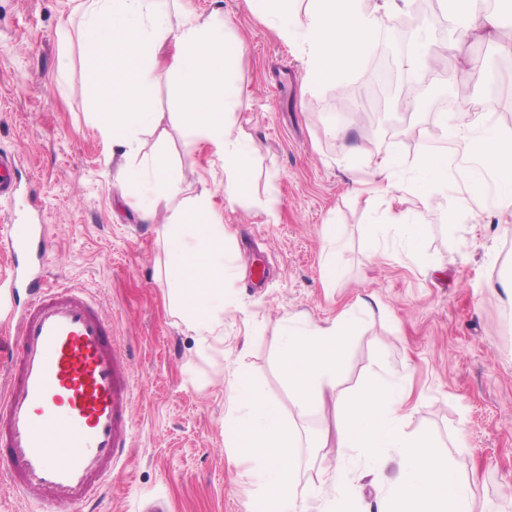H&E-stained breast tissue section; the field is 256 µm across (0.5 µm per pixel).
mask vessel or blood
<instances>
[{
    "instance_id": "obj_1",
    "label": "vessel or blood",
    "mask_w": 512,
    "mask_h": 512,
    "mask_svg": "<svg viewBox=\"0 0 512 512\" xmlns=\"http://www.w3.org/2000/svg\"><path fill=\"white\" fill-rule=\"evenodd\" d=\"M14 157L0 152V201L15 190ZM0 240L11 255L32 252V225L10 220ZM0 288H24L18 348H1L10 380L0 392V466L9 493L55 512L84 506L118 475L135 425L132 372L112 319L84 288L64 287L18 264Z\"/></svg>"
}]
</instances>
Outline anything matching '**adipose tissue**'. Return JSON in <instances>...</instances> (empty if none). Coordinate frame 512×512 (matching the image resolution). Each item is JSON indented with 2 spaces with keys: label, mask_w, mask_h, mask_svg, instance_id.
<instances>
[{
  "label": "adipose tissue",
  "mask_w": 512,
  "mask_h": 512,
  "mask_svg": "<svg viewBox=\"0 0 512 512\" xmlns=\"http://www.w3.org/2000/svg\"><path fill=\"white\" fill-rule=\"evenodd\" d=\"M167 0H78L79 35L90 65L103 75L97 106L108 116L100 131L113 152L125 160L118 170L119 185L136 184L135 201L142 220L151 221L182 193L165 159L139 157L140 134L155 129L148 108L160 82L173 85L179 119L188 145H209L224 164V197L234 201L254 146L233 131L230 110L240 96L227 86L226 60L241 53L242 45L227 47L209 22L184 13L171 26ZM250 10L277 21L282 38L296 45L306 58V79L316 86L338 79L359 66L379 16L362 12L358 0H309L305 11H294L292 0H247ZM169 41L175 63L159 69L149 59L152 45ZM438 136L447 145L440 151L421 142L410 159L388 153L374 165L372 190L384 199L386 221L396 227L408 248L423 237L421 225L407 223L389 190L395 177L410 170L423 198H433L448 182L449 155L480 159L482 172L497 177V209L501 223L512 222V138L490 126L442 121ZM222 210L209 198L176 212L167 235L165 282L174 312L194 334L200 349L221 341L224 328V240ZM364 301H357L335 319L324 322L288 317L282 326L278 363L291 387L298 412L332 400L339 410L337 442L343 463L340 490L326 512H345L362 475L361 467L381 451L395 450L402 474L388 489L380 512H481L470 480L461 477L442 457L427 435L409 436L404 410L409 395L387 366H379L372 380L348 397L336 392L350 336L356 330ZM230 426L224 445L239 451L256 485L262 512H309L308 494L293 490L298 473L297 434L285 421L276 402L257 393L243 372H235L227 394Z\"/></svg>",
  "instance_id": "1"
}]
</instances>
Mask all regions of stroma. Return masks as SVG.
Returning <instances> with one entry per match:
<instances>
[{"label":"stroma","instance_id":"stroma-1","mask_svg":"<svg viewBox=\"0 0 512 512\" xmlns=\"http://www.w3.org/2000/svg\"><path fill=\"white\" fill-rule=\"evenodd\" d=\"M200 19L245 50L227 68L242 91L233 122L258 150L238 201L224 198L220 160L185 145L173 88L160 83L149 104L158 130L143 151L177 163L182 199L144 222L113 186L121 164L91 118L95 74L79 40L74 0H0V150L22 166L14 205L29 224L50 227L45 262L23 257L28 271L91 288L127 351L136 420L130 463L107 488L96 512H142L151 502L167 512H252L254 488L224 445L227 389L244 369L256 391L275 399L300 435L299 491L340 466L333 406L298 414L277 364L281 322L293 315L331 320L356 299L367 307L351 337L337 391L364 384L387 363L419 399L405 430L429 433L457 472L472 480L487 512H506L512 490V300L497 281L512 270V228L498 223L493 179L474 188L470 160L448 158V190L420 199L412 176L400 173L393 193L409 221L424 226L410 254L398 231L377 218L384 203L356 194L351 174L369 179L379 155L412 156L444 114L494 127L512 137V83L495 88L496 56L512 55V0H496L498 26L484 37L447 43L448 72L428 77L402 65L415 38L436 43V12L415 29L383 20L367 55L394 80L378 81L366 66L314 88L304 82L305 59L277 25L256 17L246 0H190ZM435 85L426 103L405 110L395 80ZM471 86L468 100L454 88ZM369 109L371 126L341 118L337 93ZM341 129L344 141L333 138ZM210 190L235 234L238 256L224 309V341L197 351L191 332L169 308L163 280V228L183 198ZM276 199L274 217L260 205ZM336 223L340 274L324 275V226ZM396 452L368 465L354 512H379L401 474Z\"/></svg>","mask_w":512,"mask_h":512}]
</instances>
